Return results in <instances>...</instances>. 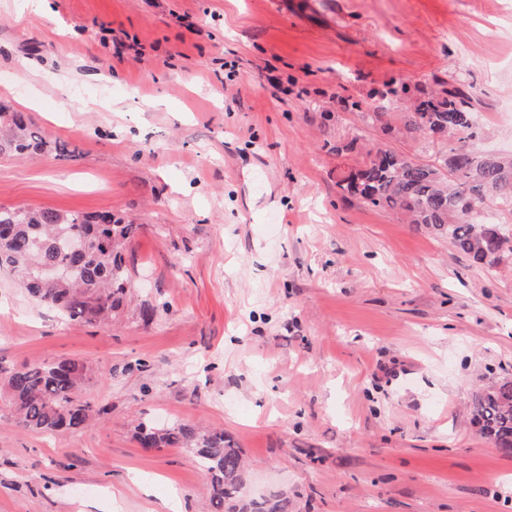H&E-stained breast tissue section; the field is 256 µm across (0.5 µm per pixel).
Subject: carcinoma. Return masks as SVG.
Masks as SVG:
<instances>
[{
	"instance_id": "1",
	"label": "carcinoma",
	"mask_w": 512,
	"mask_h": 512,
	"mask_svg": "<svg viewBox=\"0 0 512 512\" xmlns=\"http://www.w3.org/2000/svg\"><path fill=\"white\" fill-rule=\"evenodd\" d=\"M373 109L366 121L375 124L388 114V104L402 102L398 131L411 138L439 132L454 145L436 164H425L381 145L357 146L353 138L336 151L361 149L358 166L341 174L336 186L345 198H356L392 212L451 245L480 268H493L512 254V233L504 223L477 217L482 211L512 212V155L484 153L470 141L485 131L474 114L479 98L475 87L450 76L431 89L390 81L368 94ZM56 150L44 132L21 112L0 107V155L28 156ZM464 150L463 171L448 178V155ZM137 225L110 212L88 215L46 208L0 206V273L14 277L33 300L53 307L71 321L112 322L124 305L128 288L122 250ZM64 265L70 274L47 279L41 269ZM92 370L78 359L25 365L8 373L5 397L12 424L42 433L77 430L94 418L85 395ZM477 432L506 454H512V381L476 392L471 405ZM137 441L144 448H190L209 486L208 512H288V497L275 494L243 500L244 461L241 449L224 431L186 425L143 426Z\"/></svg>"
}]
</instances>
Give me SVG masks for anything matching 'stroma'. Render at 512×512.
<instances>
[{
  "label": "stroma",
  "instance_id": "1",
  "mask_svg": "<svg viewBox=\"0 0 512 512\" xmlns=\"http://www.w3.org/2000/svg\"><path fill=\"white\" fill-rule=\"evenodd\" d=\"M451 75L484 103L479 149L512 150V0H0V102L70 150L0 155V206L137 227L111 324L0 274V382L81 359L99 410L47 435L0 401V512H207L195 455L142 448L144 422L224 431L243 499L289 512H512V454L470 424L512 380V255L474 267L336 186L354 136L431 162L442 142L361 109Z\"/></svg>",
  "mask_w": 512,
  "mask_h": 512
}]
</instances>
